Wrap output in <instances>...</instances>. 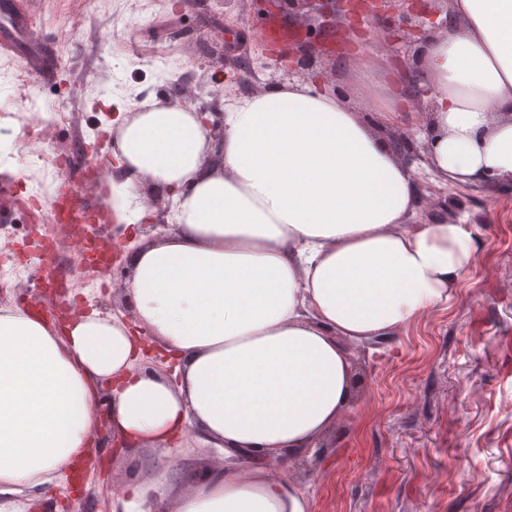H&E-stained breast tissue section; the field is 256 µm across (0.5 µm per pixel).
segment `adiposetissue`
Masks as SVG:
<instances>
[{
	"label": "adipose tissue",
	"mask_w": 512,
	"mask_h": 512,
	"mask_svg": "<svg viewBox=\"0 0 512 512\" xmlns=\"http://www.w3.org/2000/svg\"><path fill=\"white\" fill-rule=\"evenodd\" d=\"M425 46L432 166L466 185L512 179V0H452ZM107 204L174 229L131 246L134 327L91 312L64 326L0 304V512H29L87 459L111 392L125 443L181 457L112 495V512H313L277 476L345 412V348L445 303L474 261L471 229L414 224V170L346 95L287 82L226 105L213 134L194 108L148 97L121 117ZM173 375L141 368L142 337ZM193 448L223 459L198 466Z\"/></svg>",
	"instance_id": "obj_1"
}]
</instances>
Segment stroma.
I'll list each match as a JSON object with an SVG mask.
<instances>
[{"label": "stroma", "mask_w": 512, "mask_h": 512, "mask_svg": "<svg viewBox=\"0 0 512 512\" xmlns=\"http://www.w3.org/2000/svg\"><path fill=\"white\" fill-rule=\"evenodd\" d=\"M269 23L252 0H50L36 31L56 41L57 82L33 79L40 100L70 87L66 118L51 121L39 103L10 101L23 76L0 58V128L20 133L31 117L49 121L46 139L16 145L19 165L42 163L56 176L52 155L71 156L68 176L81 183L84 143L99 162L112 154V121L125 107L153 95L174 100L180 85L195 105L220 111L221 98L259 93L278 82L265 40ZM348 30L310 39L325 87L353 93L354 60H341L335 40ZM418 199L412 223L459 217L473 232L475 259L448 302L402 326L373 352L355 350L351 409L337 419L308 456L283 475L308 488L314 512H512V183H448L430 164L412 160ZM49 231L55 272L72 296L95 286L93 309L132 321L119 270L96 272L77 258L78 233ZM154 453L116 450L105 440L82 482L103 512L114 483L135 484Z\"/></svg>", "instance_id": "1"}]
</instances>
